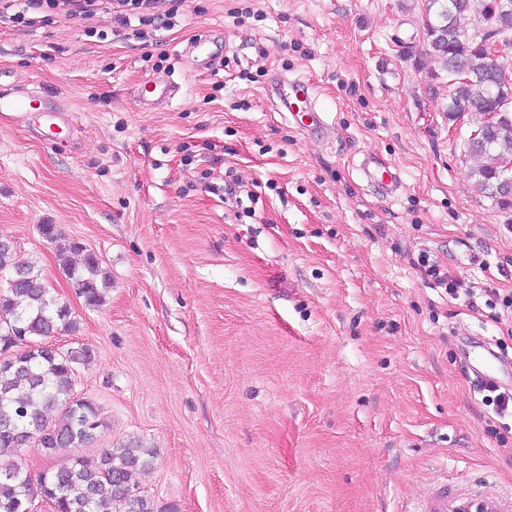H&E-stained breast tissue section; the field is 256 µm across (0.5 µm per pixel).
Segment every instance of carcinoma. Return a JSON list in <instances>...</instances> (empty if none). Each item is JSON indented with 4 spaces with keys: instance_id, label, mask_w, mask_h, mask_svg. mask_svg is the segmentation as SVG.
Wrapping results in <instances>:
<instances>
[{
    "instance_id": "obj_1",
    "label": "carcinoma",
    "mask_w": 512,
    "mask_h": 512,
    "mask_svg": "<svg viewBox=\"0 0 512 512\" xmlns=\"http://www.w3.org/2000/svg\"><path fill=\"white\" fill-rule=\"evenodd\" d=\"M479 18L492 24L472 30ZM504 54L491 58L489 43ZM438 64L448 78V120L470 109L480 116L476 139H465L464 154L484 162L472 170L475 188L512 208V91L503 89L500 69L512 68V0H427L419 48L403 51ZM495 117L485 122L482 116ZM43 238L57 252L86 305L104 304L111 279L98 256L75 242L61 244L54 224H41ZM81 253V267L68 254ZM77 330L67 303L43 283L39 269L15 259L8 240L0 241V451L37 447L47 454L85 448L103 427L100 409L75 394L78 368L92 362L87 347L62 350L46 342ZM153 451L135 440L101 449L98 458L77 456L70 466L32 475L13 460L0 459V512H27L33 501L46 500L53 512H159L141 494L137 475L150 465Z\"/></svg>"
}]
</instances>
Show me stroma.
I'll return each instance as SVG.
<instances>
[{
	"label": "stroma",
	"instance_id": "stroma-1",
	"mask_svg": "<svg viewBox=\"0 0 512 512\" xmlns=\"http://www.w3.org/2000/svg\"><path fill=\"white\" fill-rule=\"evenodd\" d=\"M425 7L186 0L150 47L99 38L96 14L0 22V80L63 109L50 129L0 117V237L70 304L78 328L55 346L93 354L76 391L104 425L83 456L142 440L157 505L401 512L488 471L512 490V417L483 404L461 356L482 336L512 357V311L482 293L512 295V211L474 188L473 124L449 120L446 82L400 56ZM207 30L225 60L205 69L184 49ZM276 73L314 85L332 132L272 111ZM148 77L180 97L143 108ZM368 156L398 169L397 193L365 178ZM228 170L243 201L221 191ZM42 224L98 256L104 305L76 295ZM424 252L476 307L421 276Z\"/></svg>",
	"mask_w": 512,
	"mask_h": 512
}]
</instances>
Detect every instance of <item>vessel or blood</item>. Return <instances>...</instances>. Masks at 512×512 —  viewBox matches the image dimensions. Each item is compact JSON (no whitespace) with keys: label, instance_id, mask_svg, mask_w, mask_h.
<instances>
[{"label":"vessel or blood","instance_id":"1","mask_svg":"<svg viewBox=\"0 0 512 512\" xmlns=\"http://www.w3.org/2000/svg\"><path fill=\"white\" fill-rule=\"evenodd\" d=\"M186 51L210 61L218 48L211 34L204 32L188 41ZM270 88L291 117H305L312 126H325V115L316 110L314 89L308 82L277 74L272 77ZM180 90L177 83L147 79L137 88L136 96L142 105L153 108L168 104ZM462 356L475 381L498 383L505 377L512 379V361L500 355L489 340L470 342ZM406 512H512V495L502 494L496 489L492 476L485 473L464 489L451 491L444 485L434 487L414 500Z\"/></svg>","mask_w":512,"mask_h":512}]
</instances>
